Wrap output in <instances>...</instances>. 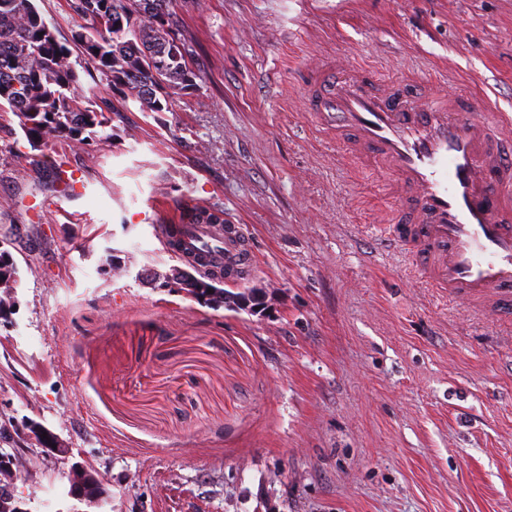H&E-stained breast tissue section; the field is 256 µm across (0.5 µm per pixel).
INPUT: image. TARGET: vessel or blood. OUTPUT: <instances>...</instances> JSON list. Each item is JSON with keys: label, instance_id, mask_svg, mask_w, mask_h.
Listing matches in <instances>:
<instances>
[{"label": "vessel or blood", "instance_id": "obj_1", "mask_svg": "<svg viewBox=\"0 0 512 512\" xmlns=\"http://www.w3.org/2000/svg\"><path fill=\"white\" fill-rule=\"evenodd\" d=\"M429 83L420 77L414 96L406 83L347 72L308 103L370 174L397 185L394 215L380 227L385 245L402 249L439 296L481 299L510 319L512 139L504 131L512 118L471 97L431 94ZM172 253L233 280L252 268L249 238L237 224L220 233L179 225Z\"/></svg>", "mask_w": 512, "mask_h": 512}]
</instances>
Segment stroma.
<instances>
[{
    "label": "stroma",
    "instance_id": "1",
    "mask_svg": "<svg viewBox=\"0 0 512 512\" xmlns=\"http://www.w3.org/2000/svg\"><path fill=\"white\" fill-rule=\"evenodd\" d=\"M196 84L108 137L35 149L0 109V226L16 304L0 317V426L28 512H69L80 463L101 512H512V323L436 301L377 230L394 200L313 121L325 67L441 89L512 114V0H173ZM84 195L59 191L58 163ZM223 209L257 259L214 309L143 281L176 265L160 234ZM67 495L87 508L100 506L105 497H109L102 480L90 469L83 466L72 468Z\"/></svg>",
    "mask_w": 512,
    "mask_h": 512
}]
</instances>
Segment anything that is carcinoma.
I'll return each mask as SVG.
<instances>
[{"instance_id":"obj_1","label":"carcinoma","mask_w":512,"mask_h":512,"mask_svg":"<svg viewBox=\"0 0 512 512\" xmlns=\"http://www.w3.org/2000/svg\"><path fill=\"white\" fill-rule=\"evenodd\" d=\"M79 24L71 31L85 70L100 73L123 104L143 112L169 110L175 90L195 85L189 46L173 0H69ZM34 0H0V104L20 118L32 146L66 138L82 145L105 140L108 119L84 86ZM190 224H222L224 210L201 207ZM19 269L0 247V301L15 288Z\"/></svg>"}]
</instances>
